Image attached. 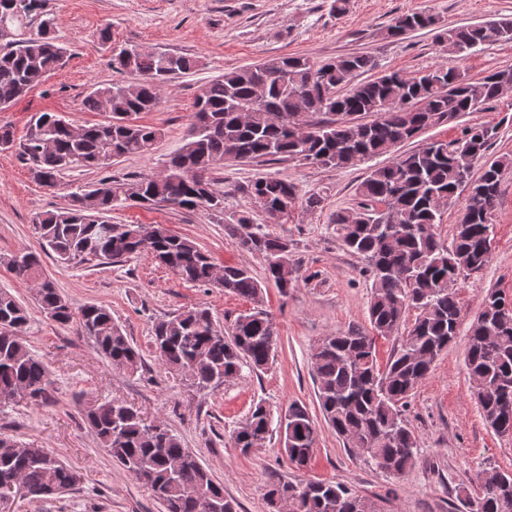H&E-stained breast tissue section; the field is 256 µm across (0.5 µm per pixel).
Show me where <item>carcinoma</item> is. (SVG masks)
<instances>
[{"mask_svg": "<svg viewBox=\"0 0 512 512\" xmlns=\"http://www.w3.org/2000/svg\"><path fill=\"white\" fill-rule=\"evenodd\" d=\"M55 17L46 0H0V107L26 95L39 74L62 63L64 48L53 36ZM437 31L443 50L461 54L482 46L512 42V18L447 27L426 12H406L392 19L387 33L405 37ZM198 65L195 58L135 46L112 50V68L131 76L124 83L96 84L83 100L90 111L108 113L104 123L70 132L71 123L53 112L35 117L20 141L11 126L0 125V148L18 147L35 178L57 186L65 169L98 168L97 159L148 156L161 137L159 129L138 124L133 116L151 111L159 87ZM376 68L373 57L348 54L317 61L283 55L250 67L233 68L204 86L194 105L193 122L182 145L159 174L96 185L69 193L64 208L37 216L34 231L42 247L64 262L96 260L115 264L147 252L179 278L213 285V256L196 238L179 236L164 224H114L108 213L118 203L163 204L171 209L211 211L224 215V195L214 189L212 172L228 161H296L337 169L388 154L424 129L478 112L512 84V68L476 81L465 73L438 67L407 77L388 71L362 83L354 78ZM328 119L296 127L298 102ZM369 116L371 120L363 121ZM497 127L474 124L451 140H435L370 169L356 186L357 207L332 216L343 246L362 257L371 281L369 327L332 332L310 349L318 405L326 423L350 448L393 477L413 466L418 438L403 416L414 390L456 337L462 317L459 280L481 271L493 245L492 216L503 175L512 170V154L488 157ZM467 189L464 213L446 244L438 228L447 204ZM266 205L270 223L291 212L298 196L294 183L259 177L244 188ZM234 233L251 229L239 244L263 254L266 280L283 294L298 281L292 244L253 223L247 212L232 215ZM7 266L15 278L34 287L35 301L46 317L82 332L112 366L136 373L142 355L112 312L101 304L75 307L44 274L36 253L14 255ZM221 287L254 304L239 314L228 331L217 329L206 307L173 312L153 324L155 354L168 372H180L197 390L216 389L244 367L263 371L279 342L273 318L262 309L263 287L251 270L222 266ZM413 323L387 363H379L377 340L399 333L409 312ZM25 324L29 313L11 292L0 289V322ZM464 364L472 396L489 428L512 436V298L487 290L469 327ZM30 392V402L48 403L53 381L47 366L28 348L23 336L0 326V399ZM83 419L100 447L160 501L164 512H239L224 495V485L188 449L169 425L149 422L119 400L94 403ZM283 449L297 472L308 469L318 440L309 407L294 401L285 415ZM271 415L258 402L233 432L241 453L262 448L270 439ZM9 451L0 453V485L19 482L29 498H50L71 491L78 479L54 452L20 444L0 435ZM477 491L460 487L466 501L480 502L483 512H512V471L485 466L476 474ZM288 497V512H381L373 498L341 483L274 476L265 498L270 512L278 497Z\"/></svg>", "mask_w": 512, "mask_h": 512, "instance_id": "carcinoma-1", "label": "carcinoma"}]
</instances>
